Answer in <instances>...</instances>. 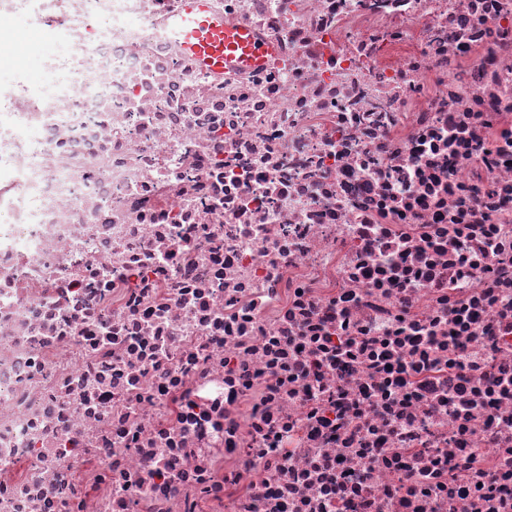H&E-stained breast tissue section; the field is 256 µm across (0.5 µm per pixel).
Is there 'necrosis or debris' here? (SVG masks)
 I'll return each instance as SVG.
<instances>
[{
	"label": "necrosis or debris",
	"instance_id": "4bbe7bcc",
	"mask_svg": "<svg viewBox=\"0 0 512 512\" xmlns=\"http://www.w3.org/2000/svg\"><path fill=\"white\" fill-rule=\"evenodd\" d=\"M212 6L0 0V512H512V0ZM181 2L173 33L182 49L202 68L216 73L230 66L250 68L261 65L272 54V47L257 43L248 28L225 26L224 18L211 11L210 0Z\"/></svg>",
	"mask_w": 512,
	"mask_h": 512
}]
</instances>
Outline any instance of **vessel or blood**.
Returning <instances> with one entry per match:
<instances>
[{
  "mask_svg": "<svg viewBox=\"0 0 512 512\" xmlns=\"http://www.w3.org/2000/svg\"><path fill=\"white\" fill-rule=\"evenodd\" d=\"M181 2L173 33L182 49L202 68L216 73L230 66L250 68L261 65L272 54V47L257 43L248 28L225 26L223 18L211 11L210 0Z\"/></svg>",
  "mask_w": 512,
  "mask_h": 512,
  "instance_id": "obj_1",
  "label": "vessel or blood"
}]
</instances>
